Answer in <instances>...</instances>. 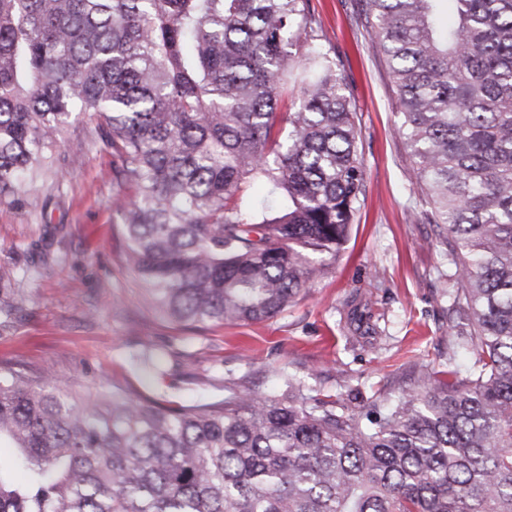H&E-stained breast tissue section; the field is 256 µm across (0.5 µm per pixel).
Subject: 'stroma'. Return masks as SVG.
Instances as JSON below:
<instances>
[{
    "mask_svg": "<svg viewBox=\"0 0 512 512\" xmlns=\"http://www.w3.org/2000/svg\"><path fill=\"white\" fill-rule=\"evenodd\" d=\"M361 119L365 197L336 262L277 316L190 330L150 303L127 260L112 153L73 126L54 168L0 206V361L60 386L123 385L163 403L267 395L282 373L329 392L397 394L420 366L467 364L438 276L448 262L411 180L394 88L364 26L366 0H311Z\"/></svg>",
    "mask_w": 512,
    "mask_h": 512,
    "instance_id": "35a3bbf8",
    "label": "stroma"
}]
</instances>
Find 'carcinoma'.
<instances>
[{
    "label": "carcinoma",
    "instance_id": "carcinoma-1",
    "mask_svg": "<svg viewBox=\"0 0 512 512\" xmlns=\"http://www.w3.org/2000/svg\"><path fill=\"white\" fill-rule=\"evenodd\" d=\"M367 0L445 246L461 371L395 398L283 374L169 406L0 363V512H512V0ZM112 150L129 260L186 327L270 319L347 242L360 131L310 0H0V205L69 127ZM259 182V204L244 189Z\"/></svg>",
    "mask_w": 512,
    "mask_h": 512
}]
</instances>
